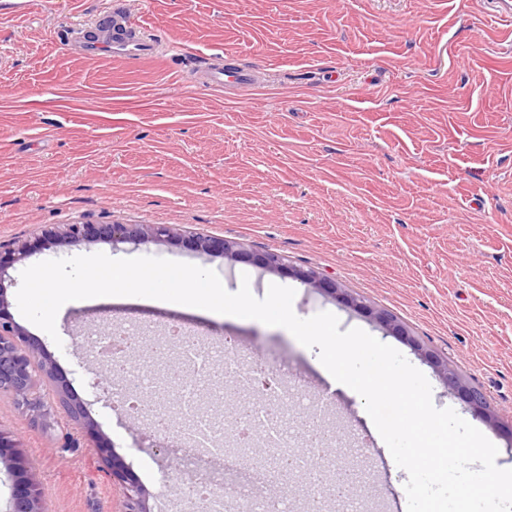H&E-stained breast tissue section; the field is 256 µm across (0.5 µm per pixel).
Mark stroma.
I'll list each match as a JSON object with an SVG mask.
<instances>
[{
    "label": "stroma",
    "instance_id": "obj_1",
    "mask_svg": "<svg viewBox=\"0 0 512 512\" xmlns=\"http://www.w3.org/2000/svg\"><path fill=\"white\" fill-rule=\"evenodd\" d=\"M119 0H0V244L56 224H165L164 245L95 242L83 255L156 257L215 271L227 291L248 280L292 288L293 311H328L400 353L512 469V35L476 0H121L176 57L116 60L64 47L68 26L94 30ZM264 70L254 86L216 90L198 76L208 56ZM213 236L336 279L368 306L448 358L498 419L468 410L431 364L364 313L288 276L196 255L186 237ZM71 250L47 244L0 276L18 325L51 356L100 434L150 492L152 512H177L174 468L184 446L125 407L94 399L104 364L83 332L122 322L145 330L150 355L170 326L208 345L235 337L243 364L262 358L291 389L320 390L317 349L281 327L141 305L59 311L56 336L15 303L21 273ZM327 428L360 438L361 400L336 392ZM0 427L18 438L45 488L44 512H124L107 463L75 444L62 413L33 421L0 394ZM369 512H407L385 443L370 447Z\"/></svg>",
    "mask_w": 512,
    "mask_h": 512
}]
</instances>
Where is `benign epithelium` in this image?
I'll list each match as a JSON object with an SVG mask.
<instances>
[{
	"label": "benign epithelium",
	"instance_id": "benign-epithelium-1",
	"mask_svg": "<svg viewBox=\"0 0 512 512\" xmlns=\"http://www.w3.org/2000/svg\"><path fill=\"white\" fill-rule=\"evenodd\" d=\"M181 237L175 229L163 224H63L42 232V240L69 247L85 243H129L144 241L163 242ZM33 244L25 241L15 247L0 250V260L9 264L27 256ZM189 247L206 255L222 254L236 262L255 264L269 272L285 274L301 284L320 291L335 300L368 314L390 334L402 337L418 355L427 359L438 375L469 404L484 421L493 422L485 396L466 385L456 374L448 359L428 349L406 327L389 314L378 311L359 301L333 279L325 277L313 268L290 267L273 253L255 254L224 238L194 236ZM9 302L4 289H0V393H7L25 407L35 419L41 417L43 402L36 392L35 373L41 372L56 382L57 403L64 415L77 427L88 442L94 441L96 426L87 414L83 402L74 400L68 385L56 379L53 362L45 356L40 344L16 324L8 311ZM0 464L12 477L11 512H44V488L36 476L35 468L14 436L0 428ZM112 484L121 488L125 495V512H150V493L139 484L134 475L117 454H112L110 471Z\"/></svg>",
	"mask_w": 512,
	"mask_h": 512
}]
</instances>
